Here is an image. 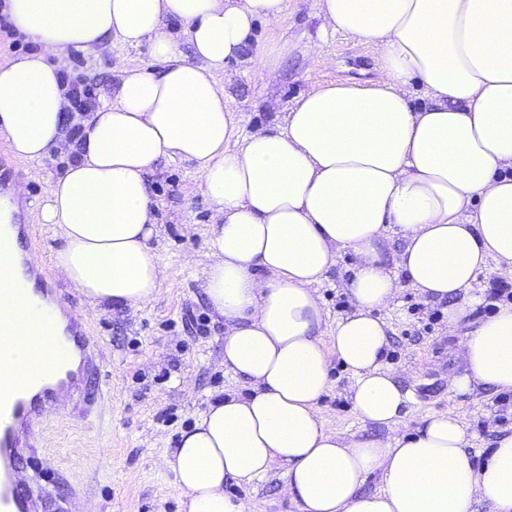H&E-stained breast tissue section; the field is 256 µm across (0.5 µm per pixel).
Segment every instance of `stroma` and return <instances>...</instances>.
Here are the masks:
<instances>
[{
	"instance_id": "35a3bbf8",
	"label": "stroma",
	"mask_w": 512,
	"mask_h": 512,
	"mask_svg": "<svg viewBox=\"0 0 512 512\" xmlns=\"http://www.w3.org/2000/svg\"><path fill=\"white\" fill-rule=\"evenodd\" d=\"M286 4L280 19L257 23L246 56L226 64L221 75L227 103L238 116V136L283 123L288 105L318 85L384 77L375 48L340 32L321 35L316 0ZM256 55L275 62V81L254 72L250 59ZM70 60L73 70L97 78L103 93L118 82L123 69L153 65L147 47L129 48L114 40L94 56L71 51ZM66 155L60 147L42 163H26L23 186L29 202L48 194L67 168ZM198 180L196 168L178 159L160 161L149 180L165 273L151 305L134 314L95 309L73 289L63 290L102 349V377L111 402L103 413L85 420L70 417L68 404L59 405L45 423L37 447L40 463L32 475L75 493L82 512H182L168 466L179 437L212 398L243 389L224 371V326L205 300L208 230L216 213L196 193ZM355 263L353 254L341 252L318 289L326 314L324 331H331L344 314L337 302L347 293ZM379 315L389 325V363L413 392L408 425L417 426L434 412L455 410L469 429L475 459L483 460L499 435L512 433V393L461 395L452 389V378L464 371L457 354L459 332L449 328L442 305L415 289L404 287ZM331 379L319 402L326 425L343 438L385 436V429L358 418L349 398L354 379L340 361H333ZM225 490L250 499L254 512H300L278 468L264 479L231 483Z\"/></svg>"
}]
</instances>
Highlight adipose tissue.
I'll use <instances>...</instances> for the list:
<instances>
[{
    "mask_svg": "<svg viewBox=\"0 0 512 512\" xmlns=\"http://www.w3.org/2000/svg\"><path fill=\"white\" fill-rule=\"evenodd\" d=\"M317 6L323 30L378 50L383 80L319 85L284 125L239 138L220 75L286 0H10L14 29L36 47L0 65V134L19 158L41 161L64 141L58 74L70 50L114 38L147 46L157 64L124 70L83 120L77 162L32 220L53 226L62 244L51 261L92 308L141 310L164 281L148 179L163 159L195 164L217 217L204 294L224 322V370L245 390L216 397L182 432L170 468L183 512H252L226 482L276 467L300 512H475L482 499L512 512V433L478 463L455 412L408 427L411 393L386 362L378 315L407 285L458 327L488 262L512 270V0ZM415 86L428 99L419 110ZM12 210L0 200V371L23 383V338L43 314L15 318L4 297L22 281ZM344 250L356 258L353 309L328 335L317 289ZM459 355L456 392H512V304L464 332ZM335 359L354 378L356 414L387 439L325 425ZM374 474L380 488L365 492Z\"/></svg>",
    "mask_w": 512,
    "mask_h": 512,
    "instance_id": "adipose-tissue-1",
    "label": "adipose tissue"
}]
</instances>
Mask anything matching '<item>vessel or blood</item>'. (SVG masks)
<instances>
[{
    "mask_svg": "<svg viewBox=\"0 0 512 512\" xmlns=\"http://www.w3.org/2000/svg\"><path fill=\"white\" fill-rule=\"evenodd\" d=\"M28 304L59 312L51 330L59 348L71 360H59L42 369L22 388L0 386V512H68L63 495L39 482L22 480L20 472L35 453L38 428L55 410L59 399H69L75 415L89 416L108 394L101 378L102 357L91 345L81 317L64 308L57 291L45 281L25 291Z\"/></svg>",
    "mask_w": 512,
    "mask_h": 512,
    "instance_id": "1",
    "label": "vessel or blood"
}]
</instances>
